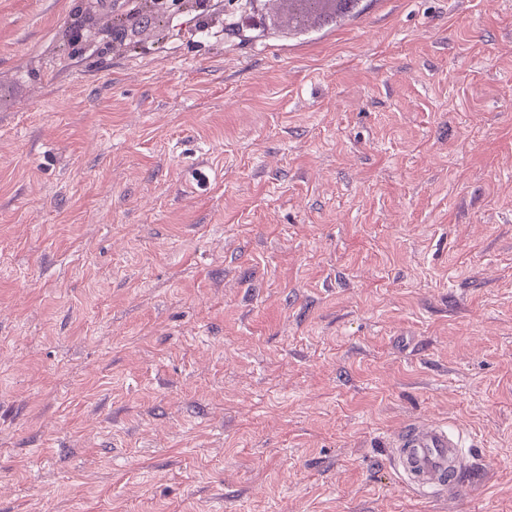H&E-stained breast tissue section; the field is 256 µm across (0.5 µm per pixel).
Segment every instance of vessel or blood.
<instances>
[{"label":"vessel or blood","mask_w":512,"mask_h":512,"mask_svg":"<svg viewBox=\"0 0 512 512\" xmlns=\"http://www.w3.org/2000/svg\"><path fill=\"white\" fill-rule=\"evenodd\" d=\"M392 463L408 486L443 498L465 488L466 456L458 431L437 422H417L393 439Z\"/></svg>","instance_id":"obj_1"}]
</instances>
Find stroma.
<instances>
[{
    "label": "stroma",
    "mask_w": 512,
    "mask_h": 512,
    "mask_svg": "<svg viewBox=\"0 0 512 512\" xmlns=\"http://www.w3.org/2000/svg\"><path fill=\"white\" fill-rule=\"evenodd\" d=\"M262 6L0 0V512H512V0ZM392 445L393 466L408 486L442 498H456L465 489L467 462L459 430L417 422L401 430Z\"/></svg>",
    "instance_id": "35a3bbf8"
}]
</instances>
